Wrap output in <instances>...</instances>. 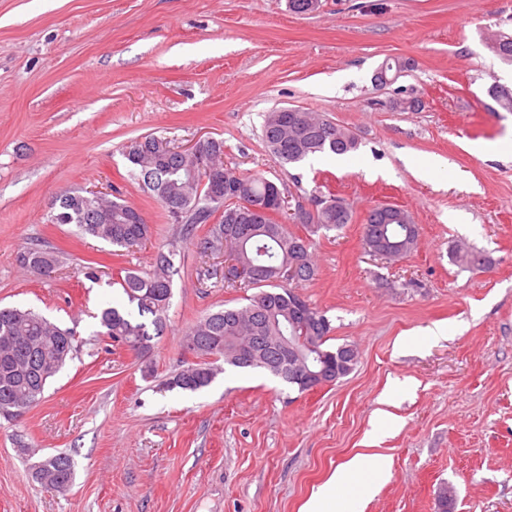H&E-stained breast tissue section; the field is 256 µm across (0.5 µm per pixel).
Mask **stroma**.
I'll return each mask as SVG.
<instances>
[{"label":"stroma","instance_id":"35a3bbf8","mask_svg":"<svg viewBox=\"0 0 512 512\" xmlns=\"http://www.w3.org/2000/svg\"><path fill=\"white\" fill-rule=\"evenodd\" d=\"M500 33L512 35V0H321L310 14L288 0H0V305L71 329L77 348L36 407L0 419V512H299L370 449L390 468L337 497L349 512H512V151L482 150L512 143V112L489 94L512 88V64L485 46ZM396 58L411 69L375 85ZM402 99L415 109H395ZM283 107L327 113L358 149L279 164L262 125ZM147 134L223 140L228 167L283 183L289 205L349 204L351 224L314 235L318 272L302 290L330 318V346L357 348L347 377L302 393L227 365L199 391L159 390L194 360L191 324L251 291L225 279L223 257H200L133 173L122 149ZM432 157L444 167L416 178ZM88 188L136 208L146 244L116 256L52 223L62 194ZM380 203L413 215L412 256L364 249ZM36 243L58 253L52 277L19 265ZM168 243L166 328L137 355L103 336L99 315L126 270H149ZM457 245L490 265L461 270ZM438 325L446 337L429 336ZM384 395L395 422L377 427ZM60 451L75 467L55 492L31 469Z\"/></svg>","mask_w":512,"mask_h":512}]
</instances>
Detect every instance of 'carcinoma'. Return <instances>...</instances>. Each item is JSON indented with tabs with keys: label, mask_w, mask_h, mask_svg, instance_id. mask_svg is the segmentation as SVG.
<instances>
[{
	"label": "carcinoma",
	"mask_w": 512,
	"mask_h": 512,
	"mask_svg": "<svg viewBox=\"0 0 512 512\" xmlns=\"http://www.w3.org/2000/svg\"><path fill=\"white\" fill-rule=\"evenodd\" d=\"M488 48L506 63H512V36L498 35ZM266 113L262 140L282 164L307 158L345 155L358 148L355 134L318 112ZM125 156L154 193L168 217L183 225L190 236L197 224L209 225L194 245L204 257L221 253L233 257L243 270L261 274L245 284L256 292L242 306L224 308L194 322L186 333L196 362L172 374L162 390L195 392L208 386L221 371L217 361L240 369H256L282 379L299 391L314 388L319 379L336 382L349 375L358 360L345 359L354 352L347 344L327 345L334 327L326 312L302 295L300 288L314 279L312 236L321 230H341L353 215L344 200L336 197L313 200L312 208L299 221L305 234L293 232L275 216L285 209L284 190L259 174L242 175L224 166V141L206 139L195 154L181 156L163 147V141L146 135L130 142ZM256 206L250 210L240 200ZM56 224H75L84 233L115 248L130 250L150 235V226L139 211L107 196L65 195L54 215ZM412 215L401 208L381 204L364 218L362 242L371 252L382 244L387 259L400 261L420 245L411 234ZM176 250L158 247L152 269L127 271L121 278L122 300L102 309L103 335L143 354L165 327V313L172 296ZM453 263L472 272L488 267L490 259L468 247L451 252ZM20 265L47 277L58 267L55 252L32 246L19 254ZM298 267L288 279L285 268ZM74 334L46 317L17 307H0V417L12 421L14 410L26 412L39 403L50 380L72 358ZM40 486L56 491L69 487L73 458L67 453L44 457L31 473Z\"/></svg>",
	"instance_id": "cac0c4a2"
}]
</instances>
